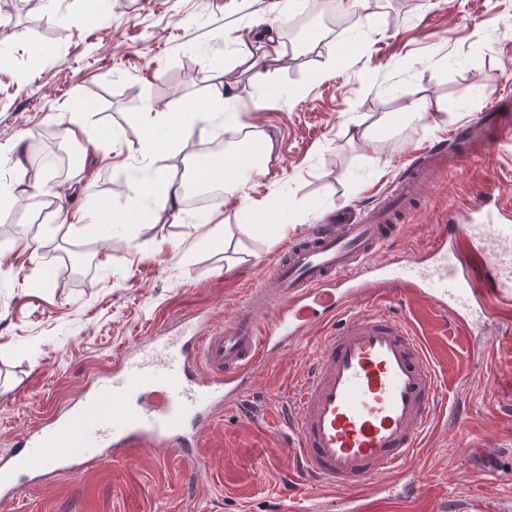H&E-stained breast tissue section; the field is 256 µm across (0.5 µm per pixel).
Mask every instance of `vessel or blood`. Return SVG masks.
Returning a JSON list of instances; mask_svg holds the SVG:
<instances>
[{
    "label": "vessel or blood",
    "mask_w": 512,
    "mask_h": 512,
    "mask_svg": "<svg viewBox=\"0 0 512 512\" xmlns=\"http://www.w3.org/2000/svg\"><path fill=\"white\" fill-rule=\"evenodd\" d=\"M473 147L436 144L420 153L384 195L354 217L318 224L283 250L223 328L140 341L79 399L28 429L0 457V505L22 483L56 470L86 473L134 448H177L205 468L194 430L241 396L272 352L297 341L315 310L340 318L323 337L289 425L300 485L349 488L387 481L421 446L437 413L439 380L426 345L408 323L356 310L374 291L399 289L448 313L463 329L512 310V200L495 184L441 225L418 255L378 264L374 254L400 230L413 199L449 166L512 139V99H496L466 128ZM268 322H260L258 311Z\"/></svg>",
    "instance_id": "vessel-or-blood-1"
}]
</instances>
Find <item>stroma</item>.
<instances>
[{
	"mask_svg": "<svg viewBox=\"0 0 512 512\" xmlns=\"http://www.w3.org/2000/svg\"><path fill=\"white\" fill-rule=\"evenodd\" d=\"M87 2L0 12V144L31 157L33 184L0 219V451L154 329L198 313L223 326L294 239L368 204L418 152L512 94V0H361L345 29L314 19L308 47L270 62L257 84L222 35L250 38L279 0H112L95 14ZM229 82L253 89L237 117L140 149L146 113L190 116ZM72 119L87 138L63 139ZM249 128L273 149L245 195L158 217L134 209L147 180L192 182L209 162L203 145L241 149ZM490 181L512 197V143L430 187L377 261L421 251ZM76 212L95 228L66 224ZM205 213L222 219L220 238L207 237ZM379 307L409 319L440 382L441 412L402 473L417 481L402 512H512V328H488L476 358L472 336L427 302L391 288ZM336 329L272 353L201 426L204 469L186 470L174 448H137L83 475L57 472L0 512H313L340 501L341 490L296 486L286 425L317 343Z\"/></svg>",
	"mask_w": 512,
	"mask_h": 512,
	"instance_id": "stroma-1",
	"label": "stroma"
}]
</instances>
